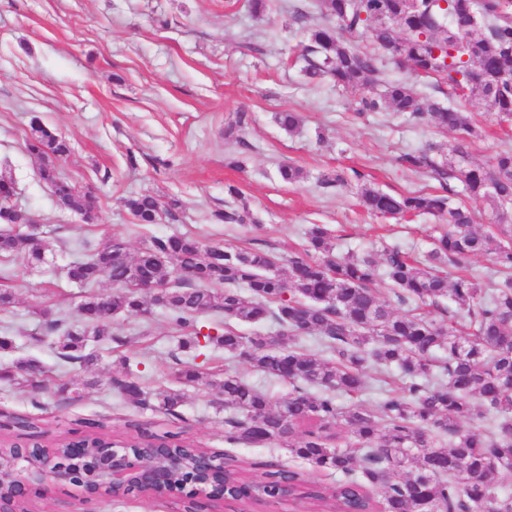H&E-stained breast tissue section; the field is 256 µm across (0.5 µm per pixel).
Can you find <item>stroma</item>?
<instances>
[{
    "label": "stroma",
    "mask_w": 512,
    "mask_h": 512,
    "mask_svg": "<svg viewBox=\"0 0 512 512\" xmlns=\"http://www.w3.org/2000/svg\"><path fill=\"white\" fill-rule=\"evenodd\" d=\"M294 0H272L257 15L251 0H0V174L17 188L15 203L45 225L51 246L46 263L9 264L16 303L0 311V336L13 346L0 350V364L35 361L51 372V383L34 395L16 381L0 379V414L41 419V441L76 437L88 424H103L110 436L133 435L134 424L150 431L181 432L204 450L242 459L255 473L266 467L292 470L323 487L334 473L315 469L282 445L232 444L225 440L224 398L213 387L225 371L265 392L272 403L287 400L292 385L255 371L223 349H179L168 316L121 314L112 320V339L89 343L91 366L71 363L43 334L36 311L75 316L88 291L70 284L64 270L81 253L109 238L136 254L153 236L190 233L229 248L259 247L281 259L296 255L313 224L334 230L336 249L356 253L400 246L425 258L441 224L429 216L384 218L359 204L368 185L391 193L439 191L437 181L411 172L404 153L435 146L445 159L455 135L429 122L394 112L355 113V97L332 83L308 84L300 57L306 34L293 21ZM453 106L481 128L471 153L490 162L498 147L512 144V127L497 125L491 108L468 96ZM301 113L295 132L281 129L276 113ZM244 116V167L225 166L236 146L225 136ZM64 136L71 152L58 165L61 177L92 190L100 219L88 224L59 210L51 186L39 175L40 161L24 140L31 119ZM295 164L301 181L283 183L278 169ZM341 173L346 182L324 187L323 175ZM237 186L253 223L223 224L214 217ZM151 194L178 199V220L137 224L126 197ZM122 347H115L114 338ZM139 366L149 399L177 387L184 395L176 415L138 409L116 393L120 357ZM195 363L201 378L177 382L178 362ZM82 392L65 400L61 385ZM30 512H178L176 497L86 498L74 484L31 495Z\"/></svg>",
    "instance_id": "obj_1"
}]
</instances>
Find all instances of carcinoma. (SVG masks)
Returning <instances> with one entry per match:
<instances>
[{
    "label": "carcinoma",
    "mask_w": 512,
    "mask_h": 512,
    "mask_svg": "<svg viewBox=\"0 0 512 512\" xmlns=\"http://www.w3.org/2000/svg\"><path fill=\"white\" fill-rule=\"evenodd\" d=\"M324 23L307 29L305 75L317 85L328 79L359 94L356 112H398L456 134L445 161L432 148L401 157L404 167L427 173L443 193L390 194L372 188L360 204L383 217L431 215L448 225L422 264L399 246L381 254H336L335 238L323 224L305 232L302 252L288 259L286 276L268 273L278 257L259 248L224 249V264L214 247L189 234L153 237L136 256L124 241L109 240L66 267L67 279L83 288L105 277L110 292L92 293L80 305L76 322L50 321L59 354L89 362L90 340L111 335L120 313L145 316L156 305L140 290L136 274L166 286L161 304L180 333L183 349L214 344L241 358L263 375L288 381L295 391L272 408L267 395L230 370L217 384L224 395L227 440L279 443L313 467L341 480L329 491L296 490L314 507L337 512L344 506H374L380 512H512V498L496 490V476L512 472V148H503L491 165L471 157L479 132L468 115L445 107L404 80H382V61L406 65L416 78H435L434 90L448 97L468 95L489 102L498 121L512 122V0H311ZM384 86L376 92L375 88ZM27 150L43 161L40 175L53 187L56 206L99 219L86 192L57 176L47 159L69 153V144L32 120ZM461 186L448 187V179ZM461 195L486 201L490 230L479 232L468 206L451 202ZM0 195V258L24 255L45 261L48 243L26 231L27 215ZM139 224L161 217L176 219L178 199L163 202L139 194L125 199ZM215 217L226 224L252 220L247 206L229 205ZM492 257L496 277L489 285L467 272L471 256ZM456 267L449 277L445 267ZM388 283L397 300L411 304L393 311L376 288ZM448 299L455 307L448 321L436 322L430 307ZM224 315V334L203 333L200 318ZM277 326L276 348L269 337L243 336L229 321ZM314 337L328 357L300 345ZM375 366L399 379L374 408L345 406L339 398L369 390L366 370ZM0 378L20 380L29 391L45 388V372L33 362L0 367ZM115 388L131 405L147 404L138 377L125 372ZM183 394L158 395L156 408L173 415ZM491 417L483 430L472 421ZM164 438L195 471L197 452L178 434ZM409 468L408 480L392 474Z\"/></svg>",
    "instance_id": "obj_1"
}]
</instances>
